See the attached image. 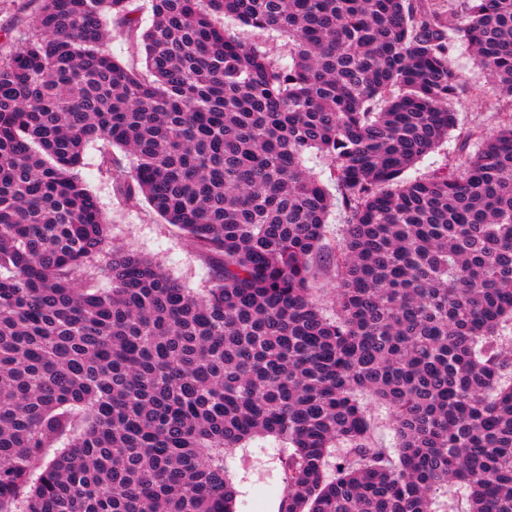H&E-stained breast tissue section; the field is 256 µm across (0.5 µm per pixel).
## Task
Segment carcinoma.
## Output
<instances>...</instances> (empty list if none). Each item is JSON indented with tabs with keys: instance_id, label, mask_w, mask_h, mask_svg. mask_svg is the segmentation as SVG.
I'll return each instance as SVG.
<instances>
[{
	"instance_id": "carcinoma-1",
	"label": "carcinoma",
	"mask_w": 512,
	"mask_h": 512,
	"mask_svg": "<svg viewBox=\"0 0 512 512\" xmlns=\"http://www.w3.org/2000/svg\"><path fill=\"white\" fill-rule=\"evenodd\" d=\"M133 2L41 0L0 62V512H235L224 457L262 435L278 512H512V114L463 165L403 179L457 124L456 42L512 108V0H150L142 31ZM108 16L142 68L104 49ZM97 141L117 193L211 261L208 288L101 263L79 173ZM336 205L330 316L313 258ZM224 25L244 41L263 43L268 51H270L275 56H279L283 64H288L289 58L288 56L284 55L281 50L282 41L276 38L275 33L259 37L253 33L252 28L241 25L237 21L227 18L224 19ZM348 224V213L338 207H333L327 215L325 224L324 244L328 247H335L336 242L344 235ZM369 403L375 438L379 443L390 446L393 443L394 431L388 410L384 407Z\"/></svg>"
}]
</instances>
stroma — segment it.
Here are the masks:
<instances>
[{"instance_id":"obj_1","label":"stroma","mask_w":512,"mask_h":512,"mask_svg":"<svg viewBox=\"0 0 512 512\" xmlns=\"http://www.w3.org/2000/svg\"><path fill=\"white\" fill-rule=\"evenodd\" d=\"M40 0H0V61L10 57L21 40L33 30ZM462 72L465 91L456 105L457 125L434 151L420 158L404 175L414 180L463 162L460 150L464 135L496 133L505 117L492 83L463 44L450 55ZM81 175L96 196L110 224L111 248L131 251L150 258L184 288L197 291L213 278L209 260L198 253L186 235L166 224L149 206H131L112 191L102 172L98 144L85 150ZM281 445L271 436H257L235 449L226 460L228 475L236 490L235 512H278L282 493Z\"/></svg>"}]
</instances>
